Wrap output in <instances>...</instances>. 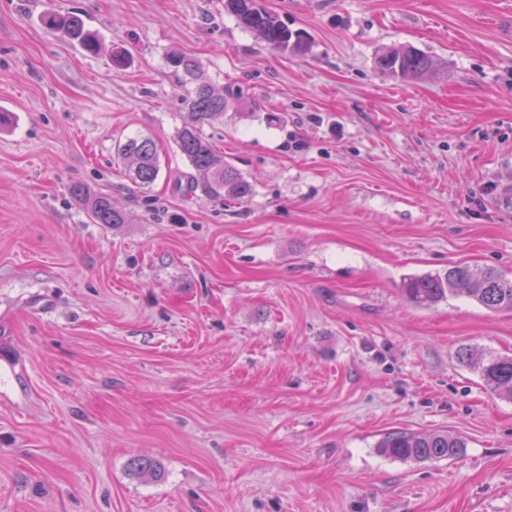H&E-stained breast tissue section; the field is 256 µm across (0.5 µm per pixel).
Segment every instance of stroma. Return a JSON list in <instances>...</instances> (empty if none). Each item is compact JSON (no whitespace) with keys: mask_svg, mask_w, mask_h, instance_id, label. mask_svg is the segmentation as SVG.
Instances as JSON below:
<instances>
[{"mask_svg":"<svg viewBox=\"0 0 512 512\" xmlns=\"http://www.w3.org/2000/svg\"><path fill=\"white\" fill-rule=\"evenodd\" d=\"M262 6L309 52L224 0H0V512H512V399L457 359L512 355V314L401 293L460 262L512 277V0ZM396 45L434 71L380 73ZM172 51L240 92L205 133L247 202L186 191ZM134 135L162 149L147 191ZM74 182L127 223H92ZM397 429L467 447L382 456ZM254 0H225L224 10L234 15L245 28L256 32L268 45L284 53L304 54L309 51V36L291 30L276 14L253 5ZM42 21L48 29L62 33L83 51L89 54H97L99 51L100 41L97 33L86 26L81 16L77 14L61 16L47 11L43 14ZM118 158L128 167V176L136 188L148 190L158 179V149L150 137H127L118 147Z\"/></svg>","mask_w":512,"mask_h":512,"instance_id":"35a3bbf8","label":"stroma"}]
</instances>
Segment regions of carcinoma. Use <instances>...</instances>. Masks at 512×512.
<instances>
[{
  "label": "carcinoma",
  "instance_id": "obj_1",
  "mask_svg": "<svg viewBox=\"0 0 512 512\" xmlns=\"http://www.w3.org/2000/svg\"><path fill=\"white\" fill-rule=\"evenodd\" d=\"M224 10L234 15L245 28L257 33L268 45L284 53L304 54L309 51V36L292 30L276 14L254 7L253 0H224ZM44 25L62 33L83 51L95 54L100 49L97 33L90 30L77 14L67 16L47 11ZM167 64L176 75L187 78V90L181 124L175 143L190 166L187 189L214 200L244 202L253 192V184L233 165L224 162L203 133L206 125L224 117L233 108L239 93L218 88L208 79L199 61L180 52L167 56ZM376 68L384 74L416 79L433 69L431 58L422 51L401 45L376 58ZM118 158L128 167V176L136 188L149 189L158 179L161 165L156 143L149 137L129 136L118 147ZM70 195L85 208L95 224L114 226L127 223L126 214L112 204L105 194L91 192L80 183L69 187ZM406 300L417 308L427 309L449 297H465L492 312L512 313V278L494 269L478 270L466 264H455L444 273L413 275L404 279ZM461 363L472 368L484 383L499 395L512 399V355L483 358L463 347L457 352ZM380 452L404 461L427 462L456 458L463 454L466 443L446 432L418 433L396 430L378 443Z\"/></svg>",
  "mask_w": 512,
  "mask_h": 512
}]
</instances>
